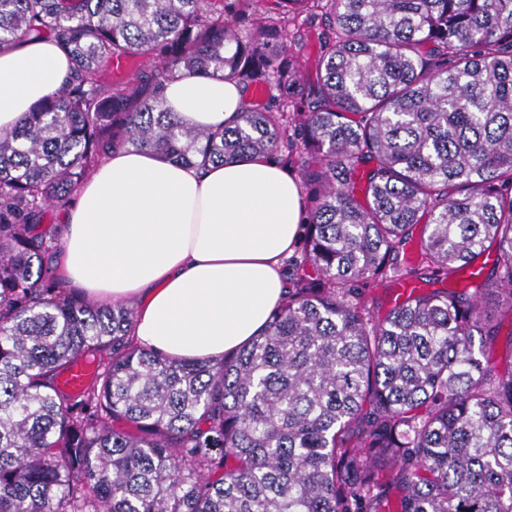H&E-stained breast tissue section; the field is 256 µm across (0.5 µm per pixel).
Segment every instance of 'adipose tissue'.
<instances>
[{
	"label": "adipose tissue",
	"instance_id": "ef3b65f1",
	"mask_svg": "<svg viewBox=\"0 0 512 512\" xmlns=\"http://www.w3.org/2000/svg\"><path fill=\"white\" fill-rule=\"evenodd\" d=\"M67 55L52 41L0 51V130L63 87ZM185 127L238 119L243 85L215 74L167 82ZM305 201L277 161L248 156L204 168L125 147L81 186L66 218L59 268L102 303L137 304L138 344L175 358L218 359L249 344L288 290L281 269L302 233Z\"/></svg>",
	"mask_w": 512,
	"mask_h": 512
}]
</instances>
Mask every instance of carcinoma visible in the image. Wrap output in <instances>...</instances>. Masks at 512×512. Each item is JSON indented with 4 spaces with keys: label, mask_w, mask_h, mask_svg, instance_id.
<instances>
[{
    "label": "carcinoma",
    "mask_w": 512,
    "mask_h": 512,
    "mask_svg": "<svg viewBox=\"0 0 512 512\" xmlns=\"http://www.w3.org/2000/svg\"><path fill=\"white\" fill-rule=\"evenodd\" d=\"M273 2L0 0V49L49 37L74 72L0 133V512H512V359L482 308L512 315V0ZM303 12L312 83L277 52ZM218 72L273 105L184 127L163 86ZM127 146L297 166L301 253L237 352L138 347L134 307L56 274L45 208ZM427 278L373 316L368 283Z\"/></svg>",
    "instance_id": "carcinoma-1"
}]
</instances>
